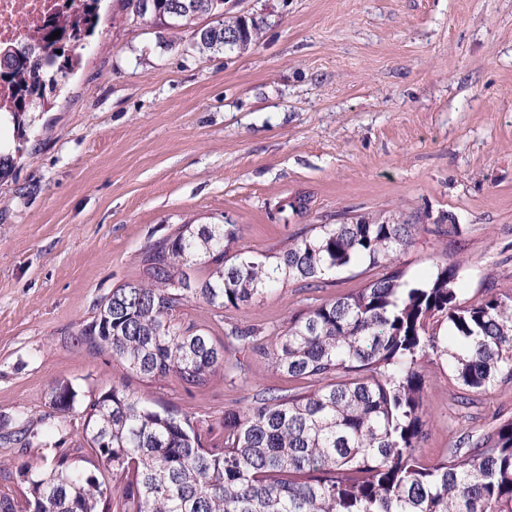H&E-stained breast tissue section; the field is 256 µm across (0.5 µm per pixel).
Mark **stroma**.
I'll return each instance as SVG.
<instances>
[{"label": "stroma", "instance_id": "obj_1", "mask_svg": "<svg viewBox=\"0 0 512 512\" xmlns=\"http://www.w3.org/2000/svg\"><path fill=\"white\" fill-rule=\"evenodd\" d=\"M122 7L102 0L79 66L0 178L2 492L22 464L43 465L20 421L80 439L85 406L111 387L196 417L295 391L271 363L289 319L375 275L362 264L240 308L186 303L183 323L215 340L257 332L189 392L75 342L179 225H240V247L265 254L312 224L400 216L418 226L397 262L406 279L447 261L461 267V300L512 296V0H228L227 15L264 21L228 56ZM425 380L427 462L512 421V380L465 396L445 368L426 366ZM62 381L77 392L64 418L50 402Z\"/></svg>", "mask_w": 512, "mask_h": 512}]
</instances>
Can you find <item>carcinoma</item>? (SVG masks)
I'll list each match as a JSON object with an SVG mask.
<instances>
[{
	"instance_id": "carcinoma-1",
	"label": "carcinoma",
	"mask_w": 512,
	"mask_h": 512,
	"mask_svg": "<svg viewBox=\"0 0 512 512\" xmlns=\"http://www.w3.org/2000/svg\"><path fill=\"white\" fill-rule=\"evenodd\" d=\"M77 2L72 26L56 17L44 23L43 52L23 44L0 51V81L14 87L0 113L16 122L13 145H0V174L15 164L30 113L61 92L94 33L101 0ZM176 12L184 26L216 18L193 33L202 55L237 23L224 18V0H153L132 15L165 27ZM262 28L263 20H248L242 48ZM416 230L405 219L318 224L258 256L234 249L237 224H182L151 244L140 278L112 289L76 342L140 377L174 375L189 392L224 369L226 347L204 329H182L185 303L248 306L289 282L316 283L363 262L385 273L289 319L273 365L307 381L302 390L263 389L247 410L206 420L158 410L114 386L85 407L83 442L61 437L40 471L22 467L19 492H0V512H512V421L435 464L417 456L426 425L420 361L448 365L466 391L512 379V297L461 303L458 267L446 263L425 282L405 280L392 265ZM76 397L61 382L50 402L68 413ZM86 447L94 458H85ZM79 461L101 464L112 483Z\"/></svg>"
}]
</instances>
